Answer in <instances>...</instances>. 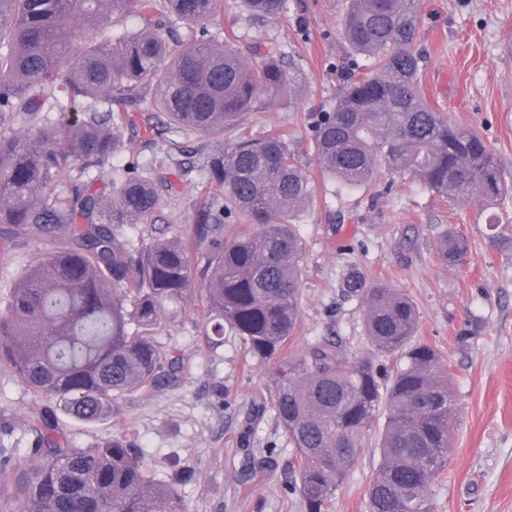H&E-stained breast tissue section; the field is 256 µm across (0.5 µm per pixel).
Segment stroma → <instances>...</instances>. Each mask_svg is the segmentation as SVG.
Returning <instances> with one entry per match:
<instances>
[{
	"label": "stroma",
	"mask_w": 512,
	"mask_h": 512,
	"mask_svg": "<svg viewBox=\"0 0 512 512\" xmlns=\"http://www.w3.org/2000/svg\"><path fill=\"white\" fill-rule=\"evenodd\" d=\"M425 18L417 47L424 60L420 82L436 111L472 126L512 174V0H418ZM347 0H287L286 10L251 18L241 0H220L208 36L230 40L243 55L256 44L276 48L288 76L278 99H261L242 120L254 138L282 132L289 148L321 181L312 150V126L331 111L350 72L370 73L371 57L353 54L341 34ZM173 132L165 116L144 100L131 112L117 161L145 165L160 190L156 212L145 224H128L122 238L133 246L180 237L191 243L201 202L216 188L205 176L215 146L235 141ZM487 211L476 203L456 208L437 200L411 176L379 170L370 192L340 198L317 190L300 232L306 241L302 327L284 353L332 338L349 357L374 364L385 358L365 339L358 301L342 296L347 266L369 280L409 293L419 310L417 336L435 346L453 373L460 423L448 468L431 486L434 512H512V244L494 237ZM457 224L470 241L466 263L439 264L436 235ZM202 295L184 311L163 315L158 342L181 359L182 371L162 379L150 396L116 400L101 419L87 423L67 415L56 400L29 390L0 361V429L5 447L23 464L30 415L48 410L76 448L123 437L137 449L148 474L172 481L180 468L194 479L180 485L188 512H303L287 492L296 474L289 448L272 414L252 418L254 403L269 398L266 369L247 356L241 341L205 336ZM252 429L254 473L242 477L239 437ZM380 461L370 444L336 492L331 512H367L366 492Z\"/></svg>",
	"instance_id": "1"
}]
</instances>
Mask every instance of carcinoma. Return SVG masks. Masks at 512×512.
<instances>
[{"label":"carcinoma","mask_w":512,"mask_h":512,"mask_svg":"<svg viewBox=\"0 0 512 512\" xmlns=\"http://www.w3.org/2000/svg\"><path fill=\"white\" fill-rule=\"evenodd\" d=\"M242 5L257 19L286 8L285 0ZM218 6L0 0V224L41 245L0 297V357L30 389L95 422L115 400L148 394L183 369L154 330L165 311L188 303L197 281L212 334L229 331L268 367L271 409L299 459L289 492L305 512H329L382 409L368 512H432L429 491L448 466L457 400L439 351L416 336L413 300L355 269L343 278L345 296L362 305L367 342L392 360L390 369L352 359L326 338L283 355L301 325L299 223L314 184L281 135L241 132L233 146L208 155L207 174L222 194L199 207L191 227L201 265L173 238L135 249L119 240L123 225L146 222L159 203L138 163L116 169L108 197L91 190L90 162L121 152L126 112L145 97L168 128L211 135L240 127L261 97L284 92L287 74L273 51L253 63L221 42L190 39L174 51L150 19L164 9L203 24ZM132 7L143 20L138 29L77 38L76 28L91 35ZM423 25L417 0H348L342 35L354 53L374 58L375 72L349 76L313 126L324 181L338 196L369 187L383 167L450 203L475 198L491 208L512 199L491 147L423 97L414 49ZM77 103L86 104L82 116L67 118ZM226 216L255 230L226 224ZM467 254L458 226L440 231V264L459 266ZM29 428L28 465L6 470L14 449L0 448V488L7 479L16 488L3 512H186L177 486L151 479L124 439L73 448L47 412L32 416Z\"/></svg>","instance_id":"carcinoma-1"}]
</instances>
